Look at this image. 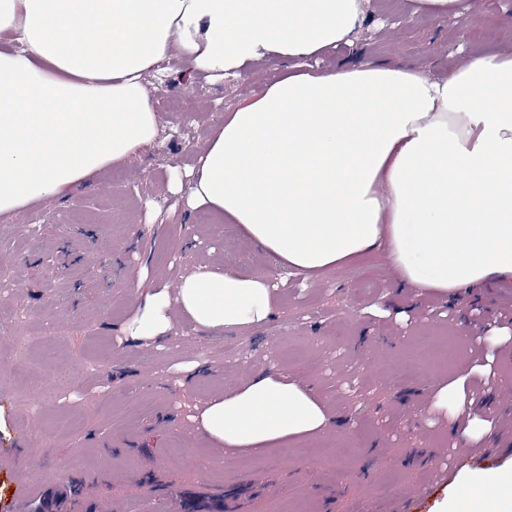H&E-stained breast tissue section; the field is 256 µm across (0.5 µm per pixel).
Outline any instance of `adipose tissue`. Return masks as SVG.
<instances>
[{"mask_svg": "<svg viewBox=\"0 0 512 512\" xmlns=\"http://www.w3.org/2000/svg\"><path fill=\"white\" fill-rule=\"evenodd\" d=\"M370 0H0V216L58 199L150 146L158 116L143 73L179 54L237 76L292 60L225 113L198 158L189 209L241 228L311 283L384 250L399 281L451 295L512 277V54L427 67L313 66L350 43ZM268 277L204 264L175 297L150 295L132 335L166 339L183 316L207 331L275 313ZM315 391L259 373L209 398L196 430L240 456L325 429Z\"/></svg>", "mask_w": 512, "mask_h": 512, "instance_id": "1", "label": "adipose tissue"}]
</instances>
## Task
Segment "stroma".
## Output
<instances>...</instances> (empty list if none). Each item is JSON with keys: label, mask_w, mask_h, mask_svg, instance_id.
Segmentation results:
<instances>
[{"label": "stroma", "mask_w": 512, "mask_h": 512, "mask_svg": "<svg viewBox=\"0 0 512 512\" xmlns=\"http://www.w3.org/2000/svg\"><path fill=\"white\" fill-rule=\"evenodd\" d=\"M437 20L401 0H371L351 44L322 68L367 59L428 67L436 77L473 52L512 50V0H463ZM269 56L236 77L185 61L143 83L159 132L130 164L101 171L65 198L0 222V512H28L57 493L108 502L112 512H174L186 496L230 492L249 512H398L396 493L426 481L445 450L458 459L447 487L415 512H491L468 490L512 478V347L497 348L495 321L512 314V280L492 279L448 300L398 291L378 251L302 285L235 225L186 199L200 152L226 111L283 77ZM270 275L277 311L260 326L223 333L194 328L170 308L178 336L166 344L129 330L146 295L174 291L202 263ZM140 282L139 292L126 289ZM496 347L498 376L457 378ZM37 372L45 392L25 389ZM260 371L313 387L332 419L321 432L216 464L219 445L199 436L193 405L244 385ZM448 402H434L437 392ZM75 422L55 431L59 418ZM503 454L473 466L474 446ZM213 459L202 470L199 458ZM29 496L13 489L27 474ZM389 480L391 493L371 488Z\"/></svg>", "instance_id": "stroma-1"}]
</instances>
